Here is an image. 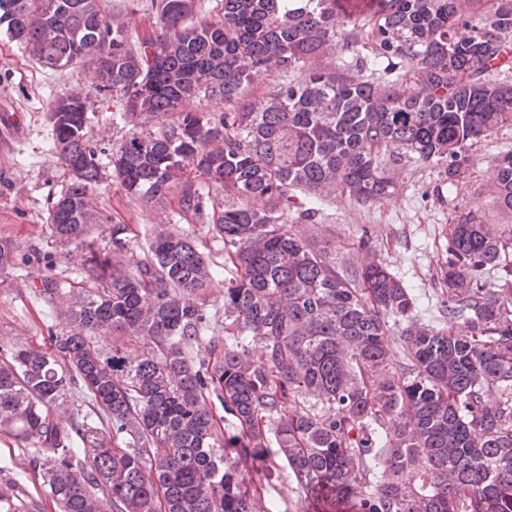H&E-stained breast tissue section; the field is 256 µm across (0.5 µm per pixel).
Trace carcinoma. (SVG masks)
Instances as JSON below:
<instances>
[{
	"mask_svg": "<svg viewBox=\"0 0 512 512\" xmlns=\"http://www.w3.org/2000/svg\"><path fill=\"white\" fill-rule=\"evenodd\" d=\"M214 2L151 0L142 36L105 0H0V30L41 66L89 73L49 104L71 173L49 223L93 283L70 300L42 280L67 329L0 362V432L57 512H279L262 491L284 469L304 512H512V238L497 230L512 226V151L483 203L454 207L446 327L381 262L350 278L294 229L336 193L380 200L409 160L450 191L469 179L473 147L512 127V82L493 79L512 72V0ZM94 92L130 126L111 156L126 196L175 198L224 240L236 276L211 364L199 299L222 272L171 220L129 268L126 225L110 255L87 240ZM76 391L95 416L66 425L54 411Z\"/></svg>",
	"mask_w": 512,
	"mask_h": 512,
	"instance_id": "1",
	"label": "carcinoma"
}]
</instances>
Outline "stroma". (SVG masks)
<instances>
[{"instance_id": "stroma-1", "label": "stroma", "mask_w": 512, "mask_h": 512, "mask_svg": "<svg viewBox=\"0 0 512 512\" xmlns=\"http://www.w3.org/2000/svg\"><path fill=\"white\" fill-rule=\"evenodd\" d=\"M87 81L83 68L41 69L20 45L0 34V240L10 242L9 265L0 270V359L13 347L48 346L63 324L53 304L34 294L44 277L52 276L63 290H75L84 275L79 261L66 260L64 248L47 223L52 201L65 188L67 175L51 152L52 125L48 104L68 88ZM92 141L101 163H108L113 148L126 139L129 128L111 96L95 95L89 108ZM512 150V127L500 129L475 147L477 162L469 181L438 198L433 188L441 180L431 166L407 162L395 176L396 191L383 201L359 208L336 197L324 205L323 220L315 235L318 247L335 255L336 263L351 274L367 258L380 260L412 288L423 310L437 315L444 299L437 276L448 259V222L455 205L473 203L480 186L493 177L494 159ZM100 222L91 229L96 245L111 251L110 230L124 224L136 257H143L157 222L153 207L131 200L111 181L96 192ZM166 212L177 230L193 239L224 278L235 269L225 258L224 242L208 225L181 213L177 201ZM15 484L17 501L30 512H55L40 468L15 439L0 433V484Z\"/></svg>"}]
</instances>
